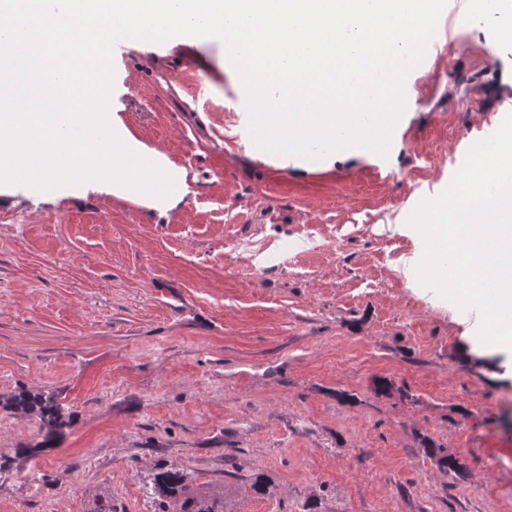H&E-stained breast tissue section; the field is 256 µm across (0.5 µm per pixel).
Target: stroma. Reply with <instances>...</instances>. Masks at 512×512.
<instances>
[{"label":"stroma","mask_w":512,"mask_h":512,"mask_svg":"<svg viewBox=\"0 0 512 512\" xmlns=\"http://www.w3.org/2000/svg\"><path fill=\"white\" fill-rule=\"evenodd\" d=\"M457 8L385 157L257 149L218 40L116 45L110 110L187 191L164 216L90 183L0 195V400L70 422L43 448L0 410V512H178L170 469L233 512H512V352L418 283L407 224L512 112L501 19ZM39 421L43 438L39 442L40 447L50 448L53 441L62 435L63 429L69 425L64 417L63 408L51 396L39 393L21 392L0 401V407Z\"/></svg>","instance_id":"35a3bbf8"}]
</instances>
